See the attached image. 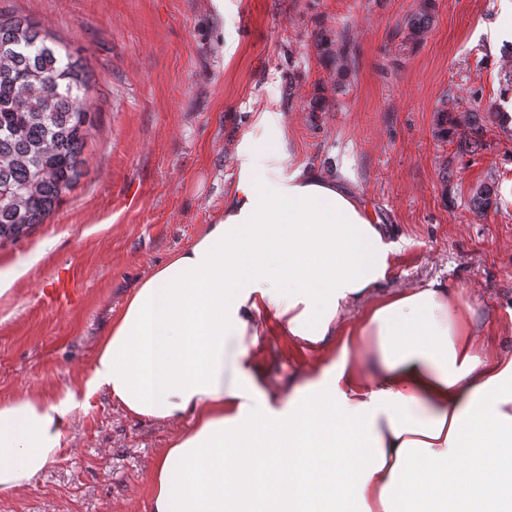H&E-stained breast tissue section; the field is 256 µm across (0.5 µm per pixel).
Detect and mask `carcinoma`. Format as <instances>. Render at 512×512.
I'll return each instance as SVG.
<instances>
[{
    "instance_id": "1",
    "label": "carcinoma",
    "mask_w": 512,
    "mask_h": 512,
    "mask_svg": "<svg viewBox=\"0 0 512 512\" xmlns=\"http://www.w3.org/2000/svg\"><path fill=\"white\" fill-rule=\"evenodd\" d=\"M435 0H417L406 25L415 40L433 18ZM93 85L87 57L43 33L32 19L0 13V240L45 223L87 175ZM459 104L436 112L450 135Z\"/></svg>"
}]
</instances>
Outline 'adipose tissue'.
Listing matches in <instances>:
<instances>
[{"label":"adipose tissue","instance_id":"ef3b65f1","mask_svg":"<svg viewBox=\"0 0 512 512\" xmlns=\"http://www.w3.org/2000/svg\"><path fill=\"white\" fill-rule=\"evenodd\" d=\"M278 122L257 115L276 134L241 137L223 210L139 282L86 382L129 417L191 419L153 467V512H512V352L440 282L380 292L384 229L287 167ZM273 323L322 351L277 387L257 362ZM79 404L70 390L0 403V493L55 462Z\"/></svg>","mask_w":512,"mask_h":512}]
</instances>
